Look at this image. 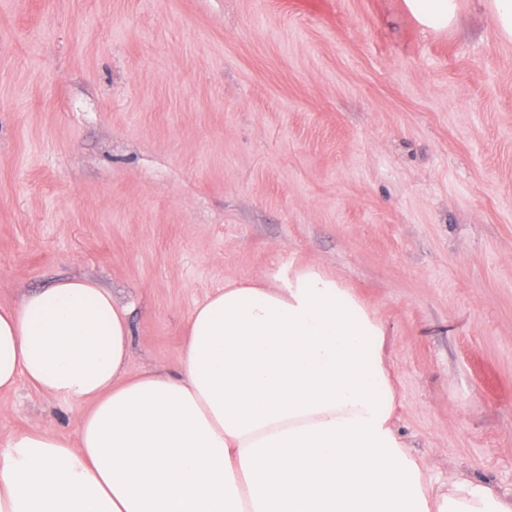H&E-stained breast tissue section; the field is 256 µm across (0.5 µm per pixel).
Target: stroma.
<instances>
[{"label":"stroma","mask_w":512,"mask_h":512,"mask_svg":"<svg viewBox=\"0 0 512 512\" xmlns=\"http://www.w3.org/2000/svg\"><path fill=\"white\" fill-rule=\"evenodd\" d=\"M314 265L386 330L433 476L512 492V42L484 0H0V305L57 279L177 371L224 283ZM19 381L0 441L77 438ZM418 23L431 30H446L457 18V0H405Z\"/></svg>","instance_id":"1"}]
</instances>
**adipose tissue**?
Masks as SVG:
<instances>
[{
    "instance_id": "1",
    "label": "adipose tissue",
    "mask_w": 512,
    "mask_h": 512,
    "mask_svg": "<svg viewBox=\"0 0 512 512\" xmlns=\"http://www.w3.org/2000/svg\"><path fill=\"white\" fill-rule=\"evenodd\" d=\"M448 29L457 0H405ZM386 331L319 268L226 283L191 315L179 375L129 372L125 310L63 279L0 308V392L19 379L90 408L0 448V512H512V495L426 481L399 436Z\"/></svg>"
}]
</instances>
